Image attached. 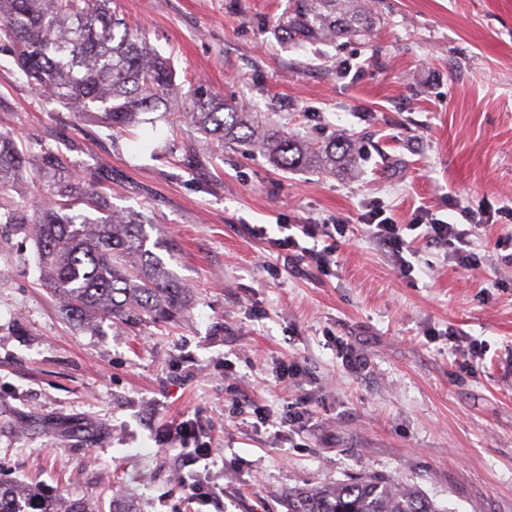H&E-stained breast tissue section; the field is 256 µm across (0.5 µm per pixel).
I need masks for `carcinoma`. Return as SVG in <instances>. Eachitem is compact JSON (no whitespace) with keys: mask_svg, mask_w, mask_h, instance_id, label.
Segmentation results:
<instances>
[{"mask_svg":"<svg viewBox=\"0 0 512 512\" xmlns=\"http://www.w3.org/2000/svg\"><path fill=\"white\" fill-rule=\"evenodd\" d=\"M110 0H0V37L46 99L94 113L113 129L136 126L145 112H166L221 140L262 149L284 171L336 168L351 145L312 146L282 127H264L250 109L204 85L176 84L170 61L109 7ZM371 0H288L275 22L300 45L365 37ZM106 177L77 181L60 148L0 132V224L31 229L44 283L72 319L126 325L164 321L187 310L179 285L147 248L145 221L112 210ZM0 512H60L59 502L0 481ZM288 512H439L414 485L371 474L288 493Z\"/></svg>","mask_w":512,"mask_h":512,"instance_id":"obj_1","label":"carcinoma"}]
</instances>
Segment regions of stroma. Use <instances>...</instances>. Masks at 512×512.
Segmentation results:
<instances>
[{
    "label": "stroma",
    "instance_id": "stroma-1",
    "mask_svg": "<svg viewBox=\"0 0 512 512\" xmlns=\"http://www.w3.org/2000/svg\"><path fill=\"white\" fill-rule=\"evenodd\" d=\"M287 6L112 4L177 82L310 143L351 141V172H285L161 112L109 129L44 101L0 41V130L74 141L79 171H111L113 209L148 219L191 294L171 321L72 320L29 231L0 224V478L89 512H111L117 492L136 512H288V491L379 473L443 512H512V0H377L365 39L305 47L273 32ZM376 209L404 225L410 276L366 237ZM418 219L467 230L481 270ZM336 220L347 230L325 272L253 233ZM299 398L307 415L281 426ZM188 418L214 449L192 465L165 441ZM187 471L223 487V505L188 503Z\"/></svg>",
    "mask_w": 512,
    "mask_h": 512
}]
</instances>
